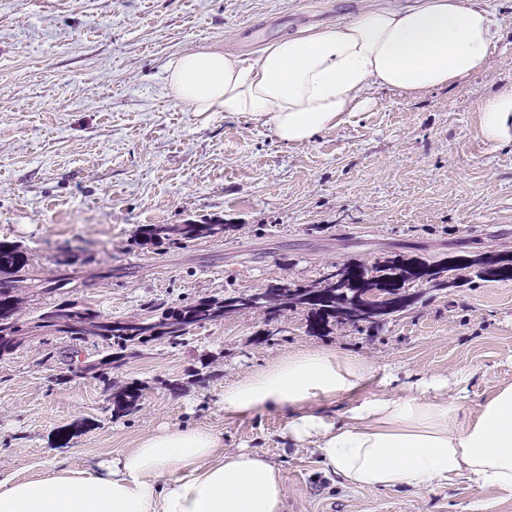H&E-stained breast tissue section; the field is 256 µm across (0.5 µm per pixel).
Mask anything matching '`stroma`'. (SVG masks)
<instances>
[{
    "label": "stroma",
    "instance_id": "35a3bbf8",
    "mask_svg": "<svg viewBox=\"0 0 512 512\" xmlns=\"http://www.w3.org/2000/svg\"><path fill=\"white\" fill-rule=\"evenodd\" d=\"M412 0H0V241L26 246L55 274L111 278L71 299L115 319L146 302L176 303L274 283H316L328 264H373L403 252L430 260L512 247V145L478 131L479 108L512 83V0H490L500 37L463 84L409 98L390 90L311 143L285 145L251 115L189 112L165 94L172 56L220 49L256 58L271 42L333 26L380 4ZM220 217L223 240L134 243L140 226ZM274 345L246 314L191 329L113 369L143 389L139 410L114 413L81 375L101 341L27 340L0 361V471L20 476L93 467L146 434L192 422L225 449L251 448L283 474L285 512H512V497L467 481L424 493L342 486L288 445L285 415L228 418L224 387L303 349L336 348L392 369L400 382L472 371L469 406L512 384V280L472 283L421 300L379 328L309 334L286 311Z\"/></svg>",
    "mask_w": 512,
    "mask_h": 512
}]
</instances>
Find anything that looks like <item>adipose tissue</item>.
Listing matches in <instances>:
<instances>
[{"mask_svg":"<svg viewBox=\"0 0 512 512\" xmlns=\"http://www.w3.org/2000/svg\"><path fill=\"white\" fill-rule=\"evenodd\" d=\"M498 42L488 0L375 6L345 22L278 40L248 61L219 49L174 56L168 96L191 112L247 113L288 145L363 112L381 89L418 96L483 70ZM478 129L512 143V86L486 98ZM470 370L396 386L365 357L336 349L277 359L224 388V414H288L284 434L325 472L367 490L415 492L465 479L512 496V384L468 408ZM346 402L343 418L323 405ZM281 470L255 451H227L205 427H164L97 468L0 476V512H282Z\"/></svg>","mask_w":512,"mask_h":512,"instance_id":"ef3b65f1","label":"adipose tissue"}]
</instances>
